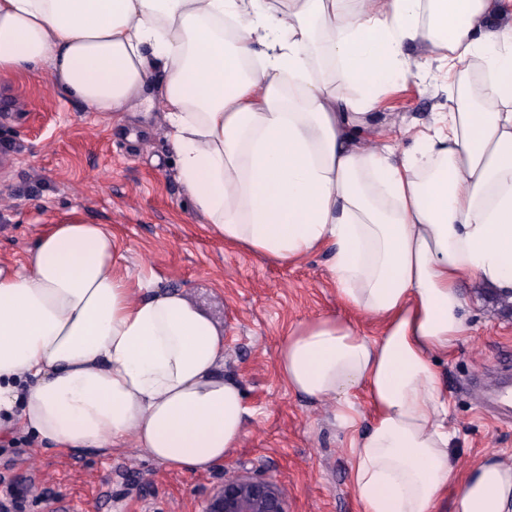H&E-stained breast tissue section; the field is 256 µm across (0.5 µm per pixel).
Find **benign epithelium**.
<instances>
[{
  "mask_svg": "<svg viewBox=\"0 0 512 512\" xmlns=\"http://www.w3.org/2000/svg\"><path fill=\"white\" fill-rule=\"evenodd\" d=\"M205 512H288L284 488L273 479H257L243 471H227Z\"/></svg>",
  "mask_w": 512,
  "mask_h": 512,
  "instance_id": "7a95c632",
  "label": "benign epithelium"
}]
</instances>
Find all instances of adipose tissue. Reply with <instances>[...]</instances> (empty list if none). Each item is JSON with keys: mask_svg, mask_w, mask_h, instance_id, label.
Listing matches in <instances>:
<instances>
[{"mask_svg": "<svg viewBox=\"0 0 512 512\" xmlns=\"http://www.w3.org/2000/svg\"><path fill=\"white\" fill-rule=\"evenodd\" d=\"M502 12L501 0H0V75L50 65L55 90L94 112L159 100L215 237L282 263L329 253L342 306L378 334L330 314L301 322L278 369L330 403L360 512H435L450 490L455 512H512V456L459 467L435 369L470 331L464 281L512 304ZM412 42L465 89L402 151L374 110ZM325 61L362 94L317 76ZM124 260L107 225L70 221L0 270V432L104 454L131 442L206 470L249 413L224 376V336Z\"/></svg>", "mask_w": 512, "mask_h": 512, "instance_id": "ef3b65f1", "label": "adipose tissue"}]
</instances>
